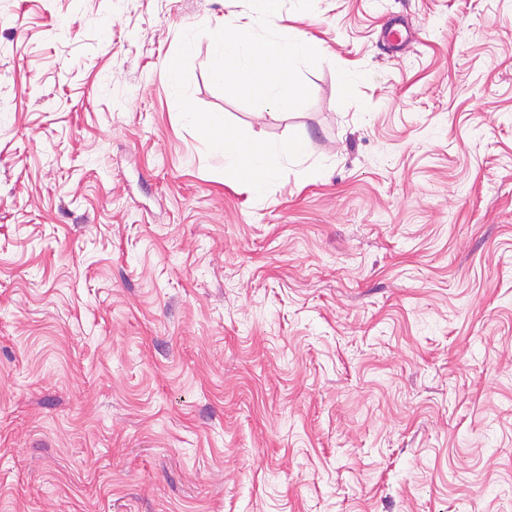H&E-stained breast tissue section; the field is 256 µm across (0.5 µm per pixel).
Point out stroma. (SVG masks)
<instances>
[{"label":"stroma","instance_id":"stroma-1","mask_svg":"<svg viewBox=\"0 0 512 512\" xmlns=\"http://www.w3.org/2000/svg\"><path fill=\"white\" fill-rule=\"evenodd\" d=\"M224 16L0 0V512H512V0H284L291 111ZM200 26L193 102L303 141L264 195L181 118Z\"/></svg>","mask_w":512,"mask_h":512}]
</instances>
